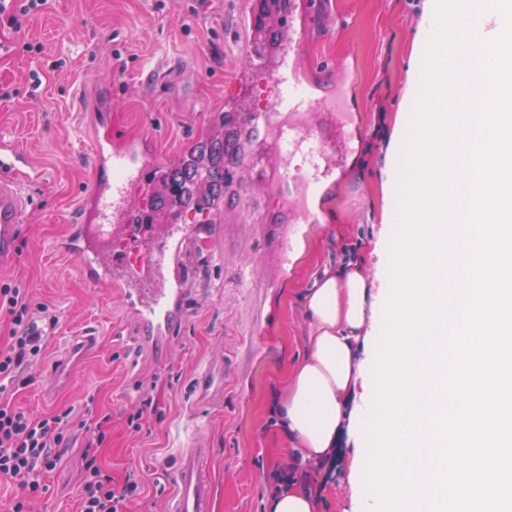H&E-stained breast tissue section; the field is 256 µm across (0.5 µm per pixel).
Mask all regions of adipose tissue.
Masks as SVG:
<instances>
[{
    "label": "adipose tissue",
    "mask_w": 512,
    "mask_h": 512,
    "mask_svg": "<svg viewBox=\"0 0 512 512\" xmlns=\"http://www.w3.org/2000/svg\"><path fill=\"white\" fill-rule=\"evenodd\" d=\"M381 287L357 269H328L306 293L311 320L308 349L279 405L285 433L303 461L328 463L343 433L358 432L369 418V399H356L358 385H369V360L357 357L368 342V327L382 321Z\"/></svg>",
    "instance_id": "adipose-tissue-1"
}]
</instances>
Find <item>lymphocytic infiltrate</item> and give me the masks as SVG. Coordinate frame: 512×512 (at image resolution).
<instances>
[{
  "label": "lymphocytic infiltrate",
  "instance_id": "1",
  "mask_svg": "<svg viewBox=\"0 0 512 512\" xmlns=\"http://www.w3.org/2000/svg\"><path fill=\"white\" fill-rule=\"evenodd\" d=\"M0 312L8 317L9 336L0 345V480L14 488L10 512H31L59 467L66 450L84 439L86 464L78 486V512H128L139 494L133 480L115 482L99 464L104 432H91L71 411L31 416L15 405L13 395L44 358L58 319L43 305L32 304L26 289L0 285Z\"/></svg>",
  "mask_w": 512,
  "mask_h": 512
}]
</instances>
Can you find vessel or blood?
<instances>
[{"label": "vessel or blood", "instance_id": "vessel-or-blood-1", "mask_svg": "<svg viewBox=\"0 0 512 512\" xmlns=\"http://www.w3.org/2000/svg\"><path fill=\"white\" fill-rule=\"evenodd\" d=\"M288 38L271 61H264L253 42L251 11L240 12L239 43L253 65H268L270 110L251 113L248 124L265 133V150L250 160L261 178L280 187L300 185L302 194L294 205L293 227L279 234L278 253L287 259L299 236L312 222L310 202L336 175L328 158L335 144H352L359 132L345 118L341 99L323 103L319 87L306 80L295 52L311 18L309 0H290ZM93 160L97 178L82 197L78 216L69 234L57 240L56 251L73 259L83 279L92 287L118 294L135 320V342L141 352L161 359L171 335L183 318L186 294L170 271L184 245L201 240V233L184 224L135 223L137 193L143 172L159 168L147 140L116 137L94 138ZM23 169L8 139L0 140V267L18 255L20 228L32 202L19 185ZM91 336L71 339L66 354L54 366L55 381L67 385L80 359L92 352ZM206 452L201 443L182 449L175 472L176 494L168 512H212L213 485L204 467Z\"/></svg>", "mask_w": 512, "mask_h": 512}]
</instances>
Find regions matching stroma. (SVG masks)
Returning <instances> with one entry per match:
<instances>
[{
  "label": "stroma",
  "instance_id": "1",
  "mask_svg": "<svg viewBox=\"0 0 512 512\" xmlns=\"http://www.w3.org/2000/svg\"><path fill=\"white\" fill-rule=\"evenodd\" d=\"M312 2L300 55L325 92L329 73L346 69L360 129L349 172L317 196L316 221L283 272L275 251L288 225L285 189L232 185L218 224H204L192 209L176 215L178 223L204 228L210 247L187 251L185 269L199 288L183 301L176 342L143 376L132 373L133 329L122 301L89 287L73 260L52 248L95 181L85 94L111 86L113 130L151 137L161 161H177L185 141L205 136L224 109L225 86L244 71L239 0H216L202 14L188 0H48L23 33L0 26V88L10 92L0 97V135L40 174L27 186L34 202L18 260L0 269V283L21 284L33 303L59 317L32 383L14 401L38 417L71 408L93 425L109 416L99 460L117 481L142 483L131 512H166L180 450L195 440L207 448L213 512H266L265 474L296 455L268 418L307 350L303 295L325 266L345 264L349 248L355 266L378 273L374 243L400 200L386 181L406 160L402 133L412 112L405 95L421 81L428 42L426 0ZM28 42L35 52L25 51ZM154 69L164 72L163 84L152 79ZM85 334L98 337V351L68 385L52 387L54 362L71 337ZM144 395L157 400L158 411L134 433L127 418ZM341 448L329 472L310 478L320 490L319 512H351V467L354 456L369 454L367 432L344 437ZM83 466V448L74 445L36 512H76Z\"/></svg>",
  "mask_w": 512,
  "mask_h": 512
}]
</instances>
